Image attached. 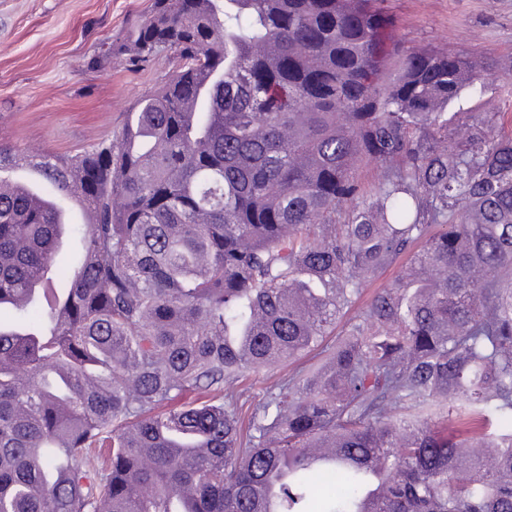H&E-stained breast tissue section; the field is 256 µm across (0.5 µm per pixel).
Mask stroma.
Returning <instances> with one entry per match:
<instances>
[{
    "label": "stroma",
    "mask_w": 512,
    "mask_h": 512,
    "mask_svg": "<svg viewBox=\"0 0 512 512\" xmlns=\"http://www.w3.org/2000/svg\"><path fill=\"white\" fill-rule=\"evenodd\" d=\"M149 0H0V143L64 153L111 135L138 98L169 66L90 65L102 41L121 32ZM393 34L409 47L466 51L488 58L500 77L469 97L465 111L499 113L498 132L512 134V0H382ZM321 349L251 375L250 402L280 377L315 372Z\"/></svg>",
    "instance_id": "obj_1"
}]
</instances>
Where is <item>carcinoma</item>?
Returning a JSON list of instances; mask_svg holds the SVG:
<instances>
[{
    "mask_svg": "<svg viewBox=\"0 0 512 512\" xmlns=\"http://www.w3.org/2000/svg\"><path fill=\"white\" fill-rule=\"evenodd\" d=\"M391 27L378 0H151L92 59L173 65L119 131L0 144L49 186L0 182V512H308L320 474L326 512H512V136L452 111L490 65ZM418 243L242 416V377ZM405 259L406 256L402 257L401 260L387 268L366 286L358 307L350 310L340 318L336 324V330L331 334V336L326 337V340L323 343L324 346L328 345V347H330L336 343L337 339L342 336L346 323H348L350 319L356 314L359 307L366 305L371 300L376 291L388 287L397 281L401 272V266Z\"/></svg>",
    "mask_w": 512,
    "mask_h": 512,
    "instance_id": "1",
    "label": "carcinoma"
}]
</instances>
